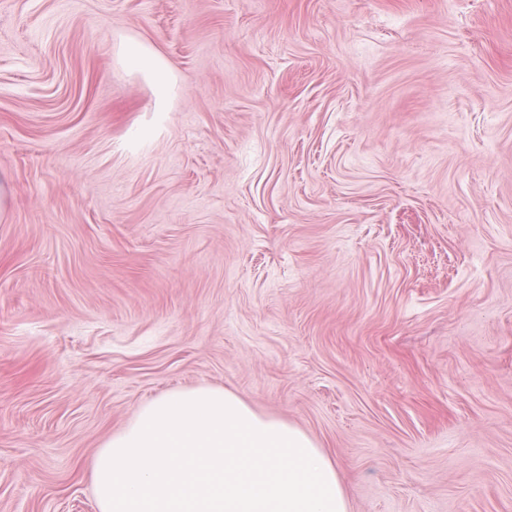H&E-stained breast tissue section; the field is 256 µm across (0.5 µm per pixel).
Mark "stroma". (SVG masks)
Wrapping results in <instances>:
<instances>
[{
    "instance_id": "1",
    "label": "stroma",
    "mask_w": 512,
    "mask_h": 512,
    "mask_svg": "<svg viewBox=\"0 0 512 512\" xmlns=\"http://www.w3.org/2000/svg\"><path fill=\"white\" fill-rule=\"evenodd\" d=\"M1 179L0 512L199 386L348 512H512V0H0ZM118 55L121 62L154 85L162 108L176 85V76L168 62L150 44L135 38L123 39Z\"/></svg>"
}]
</instances>
